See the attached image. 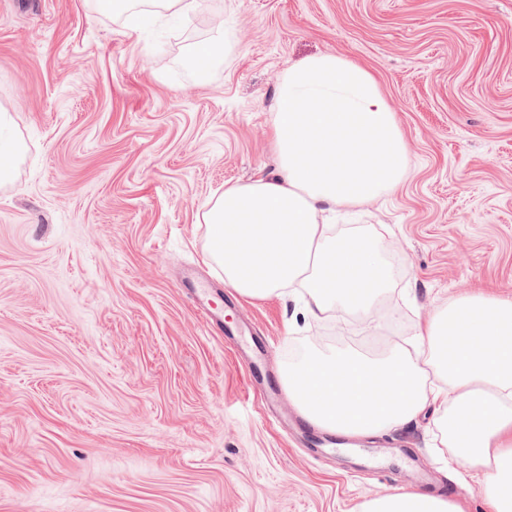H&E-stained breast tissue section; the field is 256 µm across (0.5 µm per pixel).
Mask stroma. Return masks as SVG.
I'll return each instance as SVG.
<instances>
[{"mask_svg": "<svg viewBox=\"0 0 512 512\" xmlns=\"http://www.w3.org/2000/svg\"><path fill=\"white\" fill-rule=\"evenodd\" d=\"M323 53L367 68L408 144L403 181L333 220L392 281L368 330L355 316L317 341L293 300L241 298L272 382L295 346L380 356L448 301L512 299V0H198L134 23L95 0H0L20 147L0 184V512H360L417 488L418 466L483 512L433 409L347 452L282 431L181 282L223 285L204 213L275 171L278 88Z\"/></svg>", "mask_w": 512, "mask_h": 512, "instance_id": "1", "label": "stroma"}]
</instances>
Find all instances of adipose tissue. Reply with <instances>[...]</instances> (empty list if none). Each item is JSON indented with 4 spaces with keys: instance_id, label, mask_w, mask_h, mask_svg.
I'll return each instance as SVG.
<instances>
[{
    "instance_id": "obj_1",
    "label": "adipose tissue",
    "mask_w": 512,
    "mask_h": 512,
    "mask_svg": "<svg viewBox=\"0 0 512 512\" xmlns=\"http://www.w3.org/2000/svg\"><path fill=\"white\" fill-rule=\"evenodd\" d=\"M274 151L276 174L225 187L207 212L210 260L249 298L304 288L305 318L370 310L388 285L386 264L372 243L333 236L327 219L376 200L406 172L407 143L374 77L334 53L290 68L276 98ZM419 334L417 356L309 353L285 374L292 401L308 423L354 434L402 428L434 407L449 464L467 461L489 512H512V301L462 297ZM433 371L442 386H427ZM361 512L463 509L394 488Z\"/></svg>"
}]
</instances>
